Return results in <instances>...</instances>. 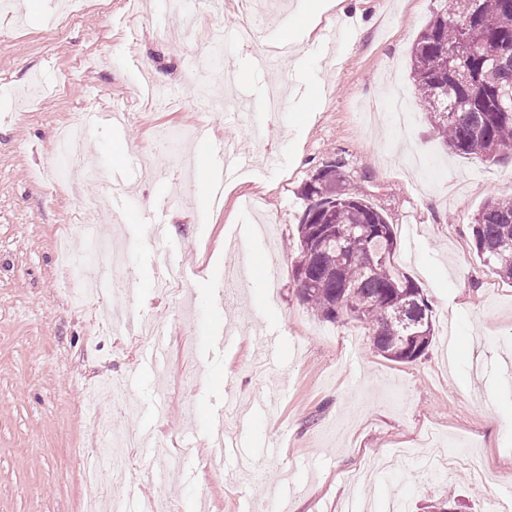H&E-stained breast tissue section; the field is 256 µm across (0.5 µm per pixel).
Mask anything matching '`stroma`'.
Segmentation results:
<instances>
[{
    "label": "stroma",
    "mask_w": 512,
    "mask_h": 512,
    "mask_svg": "<svg viewBox=\"0 0 512 512\" xmlns=\"http://www.w3.org/2000/svg\"><path fill=\"white\" fill-rule=\"evenodd\" d=\"M0 8V512H84L78 456L97 435L88 403L110 413L115 430L152 429L151 446L131 449L121 481L100 479L104 505L150 495L173 512H339L362 490L368 512H384L393 494L411 512H428L449 496L473 512L490 499L512 498V283L479 261L470 235L486 201L512 196V156L482 163L446 147L420 105L409 68L412 46L443 0H343L340 10L302 26L297 57L274 71L248 49L229 43L216 62L218 87L256 108L248 131L195 96V40L174 47L168 36L180 16L159 17L153 0L139 11L110 0L61 32L44 33L63 0H18ZM163 75L184 93L179 108L149 105L135 84L140 71ZM122 99L125 141L155 152L160 177L139 179L130 201L166 234L140 244L142 224L123 212L112 192L116 140L102 124L87 153L99 177L82 191L103 199L106 218L94 229L119 238L126 269L103 297L113 315L90 337L84 314L62 292L59 225L81 251L86 219L72 196L40 185L57 167L54 132L83 120L87 107L109 111ZM212 125L253 153L255 163L224 189L222 206L206 204L196 175L191 213H165L163 190L184 183L182 162L195 146L155 151L156 127ZM340 164L343 185L381 212L397 240L395 263L423 291L435 335L410 363L375 352L355 320L329 322L301 299L294 276L298 224L310 202L303 188L326 162ZM268 225L253 249L263 275L227 290L214 286L233 266L240 224ZM188 254L178 286L153 288V269L166 256ZM146 317L161 327L169 379L163 416L145 409L156 377L140 375L138 352L115 314ZM232 325L237 343L209 349L213 331ZM277 333L271 349L263 331ZM283 392L278 415L238 421L272 387ZM224 410L228 444L208 446L211 407ZM276 441L278 453L265 449ZM252 465L247 484L225 467Z\"/></svg>",
    "instance_id": "35a3bbf8"
}]
</instances>
